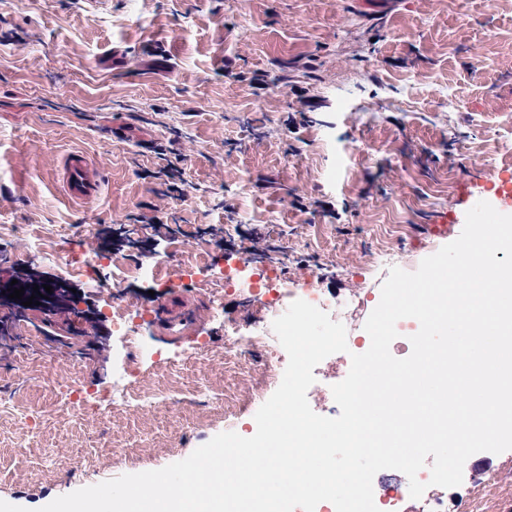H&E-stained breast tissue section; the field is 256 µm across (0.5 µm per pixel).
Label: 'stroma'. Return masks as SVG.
<instances>
[{
    "mask_svg": "<svg viewBox=\"0 0 512 512\" xmlns=\"http://www.w3.org/2000/svg\"><path fill=\"white\" fill-rule=\"evenodd\" d=\"M0 0V275L13 243L38 232L66 257L158 256L198 312L179 339L155 317L167 296L122 274L112 289L148 311L139 385L153 407L97 404L112 387V325L85 296L63 314L25 307L28 331L0 335V501H48L187 458L215 435L246 434L249 408L224 414L247 381L224 365L228 325L264 308L185 275L195 257L285 258L344 295L379 248L407 270L454 241L471 197L512 215V0ZM38 144L27 168L11 155ZM86 153L103 194L69 201L63 158ZM177 162L190 196L157 177ZM448 231L432 233L435 224ZM233 232H226V225ZM207 338L206 361L191 360ZM206 386L217 400L194 397Z\"/></svg>",
    "mask_w": 512,
    "mask_h": 512,
    "instance_id": "stroma-1",
    "label": "stroma"
}]
</instances>
